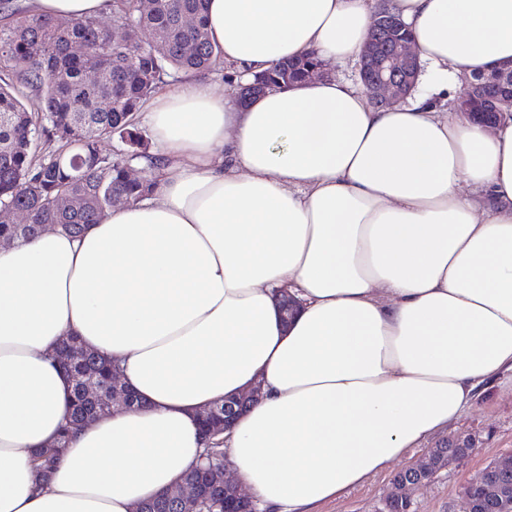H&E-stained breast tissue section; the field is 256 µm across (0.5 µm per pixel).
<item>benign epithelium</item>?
I'll return each instance as SVG.
<instances>
[{
	"label": "benign epithelium",
	"instance_id": "7a95c632",
	"mask_svg": "<svg viewBox=\"0 0 512 512\" xmlns=\"http://www.w3.org/2000/svg\"><path fill=\"white\" fill-rule=\"evenodd\" d=\"M389 0H379V7L373 16L372 25L363 45L358 68V81L369 103L378 109H388L399 105L412 94L418 82L420 71L419 57L411 47L408 39H401L396 31L404 27L403 21L393 15L388 8ZM491 118L484 120L488 125L495 124L505 116L512 117V96L491 99ZM78 386L88 394L105 396L109 408L129 407L128 390L116 377L112 378V386L103 388L98 382L90 379L78 381ZM260 396V388L235 398L224 399L208 408L200 417L205 440L228 427L244 411L253 405ZM407 471L417 473L431 481L439 472L432 453H427L423 460L408 466ZM494 482H489L486 472H481L467 483L464 491V508L462 512H472L477 493H487V484H492V493L503 505L512 506V453L497 458ZM212 488L202 475L182 480L175 489L157 497L163 504H177L186 509L194 503H201L211 497ZM238 507L243 512H258V508L243 489L239 480L229 472H224V512Z\"/></svg>",
	"mask_w": 512,
	"mask_h": 512
}]
</instances>
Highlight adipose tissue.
Returning a JSON list of instances; mask_svg holds the SVG:
<instances>
[{
	"instance_id": "obj_1",
	"label": "adipose tissue",
	"mask_w": 512,
	"mask_h": 512,
	"mask_svg": "<svg viewBox=\"0 0 512 512\" xmlns=\"http://www.w3.org/2000/svg\"><path fill=\"white\" fill-rule=\"evenodd\" d=\"M390 6L438 87L512 65V0ZM372 17L371 0H207L235 80L311 53L328 76L244 106L186 79L146 115L149 196L76 237L0 244V512H134L196 464L201 412L256 385L227 468L260 512H313L512 372V118L488 128L421 95L373 109L334 74ZM68 336L142 405L77 426L43 483L32 459L72 405Z\"/></svg>"
}]
</instances>
